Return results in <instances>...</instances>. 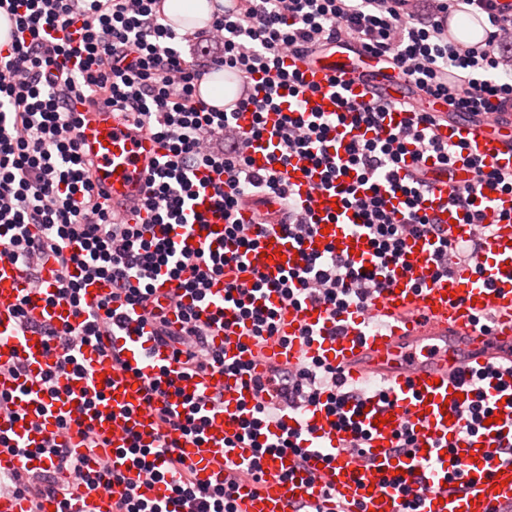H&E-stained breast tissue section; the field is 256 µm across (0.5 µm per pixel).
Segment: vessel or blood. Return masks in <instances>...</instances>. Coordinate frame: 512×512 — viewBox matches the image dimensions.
Here are the masks:
<instances>
[{"mask_svg": "<svg viewBox=\"0 0 512 512\" xmlns=\"http://www.w3.org/2000/svg\"><path fill=\"white\" fill-rule=\"evenodd\" d=\"M285 66L298 71L311 94L296 102L300 111L324 112L338 101L354 103L380 94L390 100L403 97L398 84L359 78L352 63L332 53L308 59L288 53ZM225 80L235 82L234 98L223 109L237 115L241 127H249L251 113L241 111L243 99L256 96L263 85L262 75L239 79L225 71ZM77 134L83 154L93 163L96 189L102 190L115 218L127 223H145L147 180L165 149L148 130L128 126L118 113L105 104H76ZM437 134L464 145L455 163L458 178H467L468 161L479 157L487 169L512 170V114H492L483 124H441ZM273 143L263 137L252 140L245 150L253 169L268 168ZM306 160L294 156L287 166L289 185L298 199L316 215H331L342 199L336 192L321 189L320 179L308 176ZM425 205L442 226H455L451 242L462 245L478 242L471 263L452 266L450 272L434 275L429 257L433 240L412 236L407 240L406 270L398 271L392 287L373 295L365 308L349 307L339 316H330L320 304L306 302L288 309L279 337L258 344L249 325L239 323L237 310L224 300L223 281H214L209 301L200 319L210 321L223 313L225 327H213L215 345L224 349L226 360L248 365L249 377L240 379L214 371L184 378L175 383L169 398L147 403L142 381L145 375L159 373L169 359L168 351L153 338L148 321H136L130 336H106L103 346L119 352L122 366L99 357L87 347L84 358L100 375L102 401L94 409L79 407L85 379L58 374L56 396H48L38 383L53 367L56 358L45 338L22 329L17 314L26 306L29 316L63 327L73 322L68 302L53 299L56 266L43 264L39 287H31L22 269L10 261H0V391L14 400L0 408V436L22 447V454L0 453V469L24 476L50 468L47 458L33 456L32 448L53 437L75 446L83 429H93L109 438L101 461L120 472L127 481L140 485L145 496L163 498L164 484L148 482L131 457L121 456L129 435L141 444L155 445L159 432L158 408L200 399L202 394L221 393L224 410L210 413L208 431L202 445L186 444L184 451L196 465L201 481L217 483L224 478L225 461L249 463L253 451L237 447L242 433V409L268 401V394L257 393L254 378L272 367L295 368L301 358L318 357L342 368L348 379L371 376L385 379L392 388L388 402L366 400L350 410L351 420L367 434L364 454L350 448L348 436L334 425L326 409L309 406L292 418V425L306 424L314 429L313 438L304 442V457L282 454L265 456L261 461L263 486H256L250 475H241L236 492L238 512H291L292 505L304 503L322 512H403L407 501L420 499L421 512H512V392L496 395L500 421L471 435L463 432L460 412L476 398L468 384L470 372L490 360L512 362V224L498 221L501 213L512 212V193H495L484 209L495 229L480 236L476 225L465 223L463 213L448 203V178L439 175ZM205 227L201 233H184L182 248L206 243L212 248L224 244V216L209 197L200 196L195 205ZM354 222L353 213L330 223L328 232L314 230L302 246L288 242L277 231H265L256 250L247 256L248 264L276 280L303 265L305 256L325 255L339 249L347 256L357 251L368 255L370 247ZM112 290L110 282L93 280L81 291L88 308L98 304ZM488 327H480L481 319ZM22 357L26 375L16 377L4 364ZM71 417L68 430H59L57 420ZM413 429L418 448L415 456L392 452L398 434ZM458 456L464 473L457 482L448 477V458ZM293 479L281 483L283 474ZM116 496L106 489L79 493L70 512H113Z\"/></svg>", "mask_w": 512, "mask_h": 512, "instance_id": "1", "label": "vessel or blood"}]
</instances>
